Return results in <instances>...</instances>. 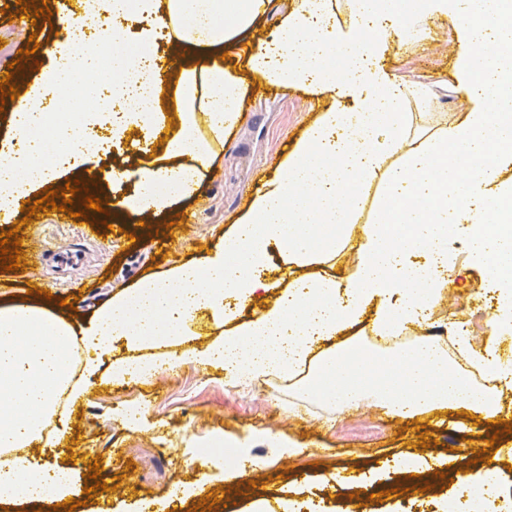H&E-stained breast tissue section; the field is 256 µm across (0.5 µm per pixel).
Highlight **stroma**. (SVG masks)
I'll use <instances>...</instances> for the list:
<instances>
[{
    "instance_id": "35a3bbf8",
    "label": "stroma",
    "mask_w": 512,
    "mask_h": 512,
    "mask_svg": "<svg viewBox=\"0 0 512 512\" xmlns=\"http://www.w3.org/2000/svg\"><path fill=\"white\" fill-rule=\"evenodd\" d=\"M16 0H0V49L9 57L27 51V64L47 71L51 64L30 53L31 42L56 40V29L15 27L3 8ZM453 46L448 27L436 28L428 44L394 49L384 59L387 68L401 80L426 78L436 82L439 97L430 103H408L410 112H457L461 101L453 92ZM265 99L271 114L267 126L242 119L224 139V153L207 175L198 199L189 207L197 222L175 231L145 232L126 225V235L114 238L105 225L87 234V219L65 212L38 213L22 226L20 234L35 250L61 246L85 249L87 259L76 273L57 272L53 267L28 262L15 271L0 269V297L23 300L29 287L50 291L53 303L73 302L77 311L88 313L111 294L136 278L157 274L172 263L200 256L206 246L227 230L238 210L232 201L246 187L248 170L266 152H287L312 121L319 102L300 91L263 89L249 94L247 103ZM468 225H460L451 243L460 275L448 290L446 309L456 319L470 322L475 343L496 336L489 323L496 310L495 299L476 295L483 278L482 267L467 254ZM149 411V427L134 429L130 416L138 408ZM75 447L84 451L82 462H73L63 448L35 449L42 465L72 466L75 479L87 482L96 458L120 453L121 462L102 472L101 481L112 487L106 496H94L75 512H164L165 499L180 491L183 512H194L206 496L217 499L210 512H224L230 499L224 486L226 466L219 455L198 453L201 441H220L234 450H248L256 459L244 468L241 480L256 486L255 497L239 496L236 512H254L263 504L266 512H342L348 492H333L331 472L347 467L369 475L386 489L376 498L374 512H440L442 502L455 493L456 482L446 481L421 491L427 475H409L390 468L397 455L446 458L454 454L457 474L474 473L475 459L484 447L512 448V433L499 432L489 440L484 429L458 415L441 414L421 424L407 422L374 409L332 414L303 395L297 382L270 377L244 384H230L222 371L184 365L160 372L151 382L131 381L117 386L96 385L91 401L73 416ZM429 447L420 445V438ZM289 439L301 447L295 457L277 458L272 450L278 440ZM130 475L131 486H116L115 479Z\"/></svg>"
}]
</instances>
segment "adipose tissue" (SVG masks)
Segmentation results:
<instances>
[{"label": "adipose tissue", "mask_w": 512, "mask_h": 512, "mask_svg": "<svg viewBox=\"0 0 512 512\" xmlns=\"http://www.w3.org/2000/svg\"><path fill=\"white\" fill-rule=\"evenodd\" d=\"M345 11L336 20L329 0H292L278 13L273 0L80 5L85 34L110 30L117 47L109 62L114 109L96 111L97 86L72 79L97 59L61 42L42 90L83 109L57 126L18 101L14 140L0 162V218L18 215V199L56 183L59 170L101 155L84 131L108 129L145 156L112 171L113 180L134 184L113 204L115 216L130 222L198 197L225 132L241 121V99L256 86L299 89L322 108L200 257L137 280L82 318L39 302H0V503L40 506L80 495L72 474L39 466L32 448L66 440L97 380L150 379L186 363L221 369L232 383L304 368L301 391L340 414L370 406L409 420L447 411L498 418L512 397L511 356L489 343L475 347L467 335L451 347L412 333L437 319L457 276L448 239L454 225H469L468 250L484 285L512 276V0H347ZM271 15L268 40L249 41ZM132 18L141 28L130 48L123 31ZM446 22L459 44L453 69L465 108L428 124L405 105L430 101L432 87L398 81L376 59L389 46L426 41ZM161 35L175 69L157 67ZM230 47L247 75L224 64ZM357 98L360 108H345ZM160 126L166 139L154 136ZM274 252L285 260L275 281L266 276ZM342 260L346 275H331ZM273 290L278 300L260 306ZM248 307L252 317L239 320ZM204 324L214 337L194 344ZM360 324L367 335L397 339L379 355L374 378L350 334ZM164 336L182 337L179 350L162 361L146 356ZM117 340L128 356L112 358ZM452 350L492 386L467 384Z\"/></svg>", "instance_id": "ef3b65f1"}]
</instances>
